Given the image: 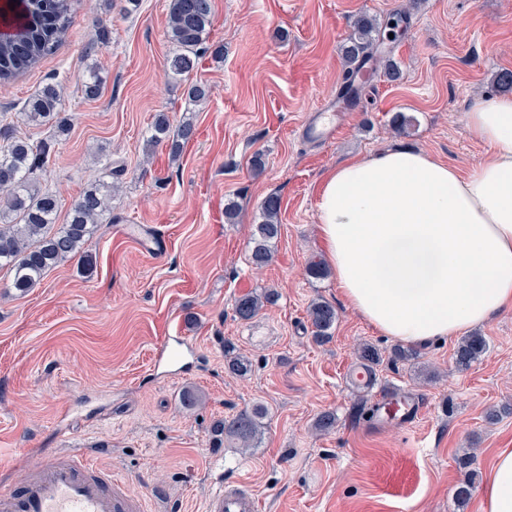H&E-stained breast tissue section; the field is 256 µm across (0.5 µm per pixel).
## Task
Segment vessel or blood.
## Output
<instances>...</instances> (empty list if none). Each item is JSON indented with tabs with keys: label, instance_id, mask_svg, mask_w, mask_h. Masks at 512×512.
<instances>
[{
	"label": "vessel or blood",
	"instance_id": "obj_1",
	"mask_svg": "<svg viewBox=\"0 0 512 512\" xmlns=\"http://www.w3.org/2000/svg\"><path fill=\"white\" fill-rule=\"evenodd\" d=\"M302 132L311 140L334 137L337 125L309 117ZM35 476L21 490H0V512H144L143 501L110 471L78 455L59 454L33 465ZM253 490L223 486L207 498L205 512H257Z\"/></svg>",
	"mask_w": 512,
	"mask_h": 512
}]
</instances>
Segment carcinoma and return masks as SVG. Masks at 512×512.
<instances>
[{"label": "carcinoma", "instance_id": "1", "mask_svg": "<svg viewBox=\"0 0 512 512\" xmlns=\"http://www.w3.org/2000/svg\"><path fill=\"white\" fill-rule=\"evenodd\" d=\"M72 6L73 0H37L32 5L16 7L14 28L27 27L32 7L36 9L37 25L22 42L0 41V84L18 79L56 53L71 27ZM211 16L212 0H171L168 38L175 50L168 67L172 74L187 76L196 69ZM379 33L377 19L362 16L355 21L342 48L345 68L339 94L346 96L356 90L353 79L367 65L374 71L383 70L390 81L401 78L397 63L381 51ZM102 82L100 70H90L82 84L85 96L96 97ZM62 106L60 82L50 78L25 101L21 115L31 125H52V136L35 143L27 138L8 136L0 144V270L8 269L12 274L11 288L20 295L29 292L49 269L61 262L76 258L86 267L91 265L85 247L112 202V183H96L73 201L67 222L56 225L59 196L49 188L40 187L37 173L47 170L52 143L68 132ZM193 135L191 124L184 123L175 129L168 116L162 113L155 117L149 130L147 146L168 143L171 151L176 152L181 142ZM280 212V197L274 193L267 195L261 203L262 222L256 226L251 241L250 260L258 268L272 260V246L281 233ZM271 302V293H246L235 300V312L240 320L249 321L264 304ZM309 316L318 341L329 336V330L337 321L336 309L326 302L312 303ZM486 350L484 337L475 334L463 338L454 351L455 367L468 368ZM357 359L373 371L381 363L380 353L369 344L359 348ZM226 367L235 375L245 376L252 365L241 355H229ZM267 417V407L256 404L232 417L217 420L211 426L213 443L220 445L229 439L246 453L258 443ZM475 461L471 453L458 459L459 465L470 469L469 477L454 489V497L461 505L468 503L473 495L477 477L476 470L472 469Z\"/></svg>", "mask_w": 512, "mask_h": 512}]
</instances>
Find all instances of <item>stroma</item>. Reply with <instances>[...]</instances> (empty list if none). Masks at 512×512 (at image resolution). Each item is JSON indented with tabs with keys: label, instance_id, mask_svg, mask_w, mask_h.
<instances>
[{
	"label": "stroma",
	"instance_id": "1",
	"mask_svg": "<svg viewBox=\"0 0 512 512\" xmlns=\"http://www.w3.org/2000/svg\"><path fill=\"white\" fill-rule=\"evenodd\" d=\"M170 3L76 0L57 53L0 86V121L42 139L48 129L24 124L19 109L47 78L63 84L71 129L40 178L63 206L92 183L117 186L88 246L91 268L60 263L23 296L0 271V489L20 487L37 458L76 446L142 496L146 512L172 502L203 512L222 482L249 485L259 512H480L478 498L463 507L453 498L457 459L476 449L484 479L498 450L512 448V311L476 327L488 350L467 370L453 365L454 338L418 346L414 363L378 367V387L423 404L411 426L378 427L370 396L344 374L359 344L386 356L396 342L344 304L332 271L314 278L307 268L323 259L318 187L348 158L396 147L462 169L485 158L467 114L475 99L498 96L496 74L512 70V0H213L188 77L168 69ZM363 14L401 21L402 36L382 48L402 78L375 73L333 139L304 141L299 126L335 98L342 47ZM93 67L105 84L89 100L80 86ZM192 81L207 85V100H188ZM160 112L195 127L179 154L146 144ZM399 112L411 120L403 134L391 124ZM111 160L123 171L110 172ZM271 193L282 200L281 235L258 271L250 239ZM270 290L275 303L237 318V297ZM318 301L337 313L323 343L309 319ZM174 336L198 352L183 374L155 361ZM229 352L248 357L251 373H230ZM256 403L269 410L257 448L214 447L213 422ZM325 411L336 425L316 431Z\"/></svg>",
	"mask_w": 512,
	"mask_h": 512
}]
</instances>
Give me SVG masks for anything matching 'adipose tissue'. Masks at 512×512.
<instances>
[{
	"label": "adipose tissue",
	"mask_w": 512,
	"mask_h": 512,
	"mask_svg": "<svg viewBox=\"0 0 512 512\" xmlns=\"http://www.w3.org/2000/svg\"><path fill=\"white\" fill-rule=\"evenodd\" d=\"M487 157L468 171L386 150L319 185L324 261L347 305L381 334L419 345L452 339L512 310V96L467 114ZM480 512H512V448L500 449Z\"/></svg>",
	"instance_id": "obj_1"
}]
</instances>
